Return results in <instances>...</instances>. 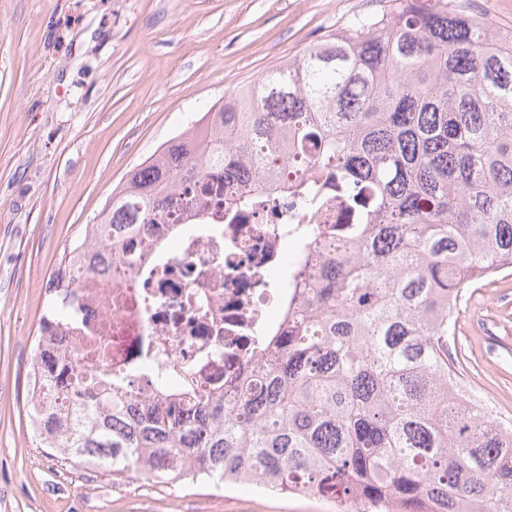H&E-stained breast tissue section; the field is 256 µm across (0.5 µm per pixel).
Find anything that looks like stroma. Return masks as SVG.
Returning <instances> with one entry per match:
<instances>
[{"instance_id": "obj_1", "label": "stroma", "mask_w": 512, "mask_h": 512, "mask_svg": "<svg viewBox=\"0 0 512 512\" xmlns=\"http://www.w3.org/2000/svg\"><path fill=\"white\" fill-rule=\"evenodd\" d=\"M374 0H0V512H324L312 495L165 486L38 448L26 367L50 275L127 173ZM463 373L512 415V272L467 294Z\"/></svg>"}]
</instances>
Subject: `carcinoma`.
<instances>
[{
  "label": "carcinoma",
  "mask_w": 512,
  "mask_h": 512,
  "mask_svg": "<svg viewBox=\"0 0 512 512\" xmlns=\"http://www.w3.org/2000/svg\"><path fill=\"white\" fill-rule=\"evenodd\" d=\"M224 97L126 180L51 274L25 412L52 456L115 479L253 484L381 512H512V417L452 356L460 302L512 271V31L462 0H377ZM224 174L226 209L275 189L333 196L353 224L313 233L281 336H262L219 396L180 414L77 369L48 328L80 268L178 224L192 180Z\"/></svg>",
  "instance_id": "1"
}]
</instances>
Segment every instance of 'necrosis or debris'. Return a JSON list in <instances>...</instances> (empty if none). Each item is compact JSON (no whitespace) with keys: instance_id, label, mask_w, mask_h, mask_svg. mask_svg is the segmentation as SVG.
Wrapping results in <instances>:
<instances>
[{"instance_id":"necrosis-or-debris-1","label":"necrosis or debris","mask_w":512,"mask_h":512,"mask_svg":"<svg viewBox=\"0 0 512 512\" xmlns=\"http://www.w3.org/2000/svg\"><path fill=\"white\" fill-rule=\"evenodd\" d=\"M210 207L203 219L180 224L162 242L142 238L126 247L133 268L110 276L83 273L72 315L53 335L87 370L136 376L143 397L155 396L143 358L155 372L184 378L198 394H218L258 337L282 331L299 257L291 245L336 221L333 203L310 211L285 193L268 194L254 210L224 211V178L204 181Z\"/></svg>"}]
</instances>
